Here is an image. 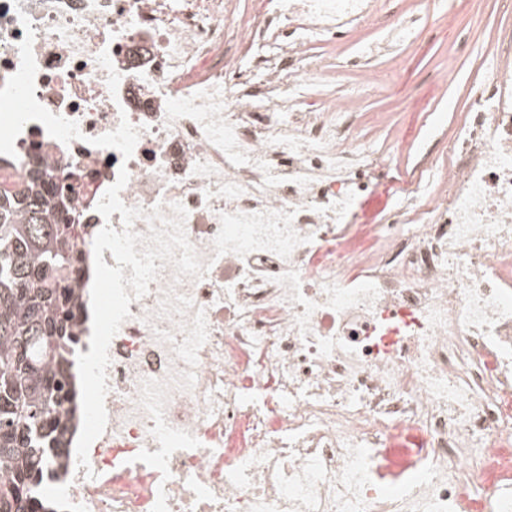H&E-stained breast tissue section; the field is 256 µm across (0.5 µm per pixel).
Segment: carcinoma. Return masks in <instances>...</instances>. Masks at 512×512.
Listing matches in <instances>:
<instances>
[{
  "label": "carcinoma",
  "mask_w": 512,
  "mask_h": 512,
  "mask_svg": "<svg viewBox=\"0 0 512 512\" xmlns=\"http://www.w3.org/2000/svg\"><path fill=\"white\" fill-rule=\"evenodd\" d=\"M68 211L40 166L0 195V512H55L48 480L76 430L71 281L83 268Z\"/></svg>",
  "instance_id": "obj_1"
}]
</instances>
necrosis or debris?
Listing matches in <instances>:
<instances>
[{"label": "necrosis or debris", "instance_id": "necrosis-or-debris-1", "mask_svg": "<svg viewBox=\"0 0 512 512\" xmlns=\"http://www.w3.org/2000/svg\"><path fill=\"white\" fill-rule=\"evenodd\" d=\"M0 0V87L34 30L36 121L0 192L49 168L87 227L120 168L126 206L179 203L209 269L165 265L109 345L107 425L67 453L65 512H512V28L468 97L437 189L386 178L359 115L302 88L306 34L372 20L369 0ZM237 53L226 59V38ZM128 120L130 159L90 138ZM374 198L373 201L376 198L381 197L382 201L381 204L378 205V207H370L369 205L361 206L360 210V223L362 224H372L375 221V214L376 212L381 209L385 205L393 204L396 202V195L394 192V189L389 186L388 183L383 184L381 187L376 189V191L373 193Z\"/></svg>", "mask_w": 512, "mask_h": 512}]
</instances>
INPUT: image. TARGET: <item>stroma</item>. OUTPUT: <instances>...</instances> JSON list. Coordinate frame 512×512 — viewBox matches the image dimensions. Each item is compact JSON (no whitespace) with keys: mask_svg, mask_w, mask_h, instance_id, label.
Returning <instances> with one entry per match:
<instances>
[{"mask_svg":"<svg viewBox=\"0 0 512 512\" xmlns=\"http://www.w3.org/2000/svg\"><path fill=\"white\" fill-rule=\"evenodd\" d=\"M377 28L345 27L325 48L334 76L321 95L362 112L361 134L373 149L394 144L393 165L421 174L425 190L434 183L428 166L445 160L448 135L464 112L473 84L490 60L499 28L512 26V12L499 0H374ZM389 51L367 56L366 64L390 75L381 91L366 86L348 60L373 40Z\"/></svg>","mask_w":512,"mask_h":512,"instance_id":"35a3bbf8","label":"stroma"}]
</instances>
